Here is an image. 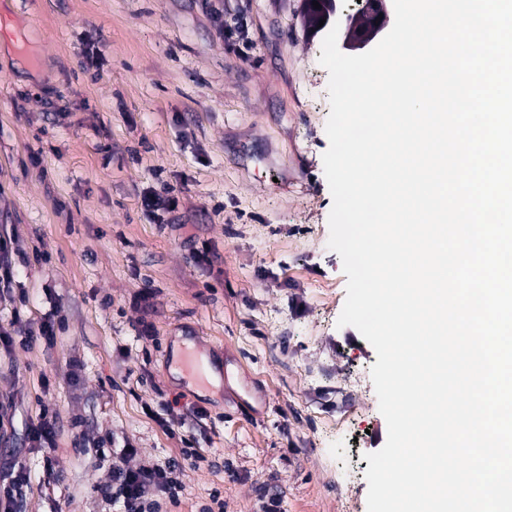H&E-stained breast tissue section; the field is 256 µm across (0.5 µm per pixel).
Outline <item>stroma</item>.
I'll list each match as a JSON object with an SVG mask.
<instances>
[{"label":"stroma","mask_w":512,"mask_h":512,"mask_svg":"<svg viewBox=\"0 0 512 512\" xmlns=\"http://www.w3.org/2000/svg\"><path fill=\"white\" fill-rule=\"evenodd\" d=\"M0 15V239L47 255L17 262L0 322L59 326L50 346L0 343V460L28 477L15 512H122L98 493L113 464L165 465L186 439L201 461L171 512L216 491L223 512H367L387 424L376 352L337 324L329 73L302 0ZM152 193L174 207L146 209ZM187 346L219 375L177 370ZM45 404L64 426L52 482L25 440Z\"/></svg>","instance_id":"obj_1"}]
</instances>
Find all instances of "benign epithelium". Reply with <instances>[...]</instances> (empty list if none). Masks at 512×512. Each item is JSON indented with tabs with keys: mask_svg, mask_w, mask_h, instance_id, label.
I'll return each mask as SVG.
<instances>
[{
	"mask_svg": "<svg viewBox=\"0 0 512 512\" xmlns=\"http://www.w3.org/2000/svg\"><path fill=\"white\" fill-rule=\"evenodd\" d=\"M392 0H364L363 11L347 15L343 10V0H318L321 8L316 9L312 0H306V8L325 20L323 31L339 24L337 44L344 49H364L372 47L373 41L386 35L390 27V9Z\"/></svg>",
	"mask_w": 512,
	"mask_h": 512,
	"instance_id": "7a95c632",
	"label": "benign epithelium"
}]
</instances>
